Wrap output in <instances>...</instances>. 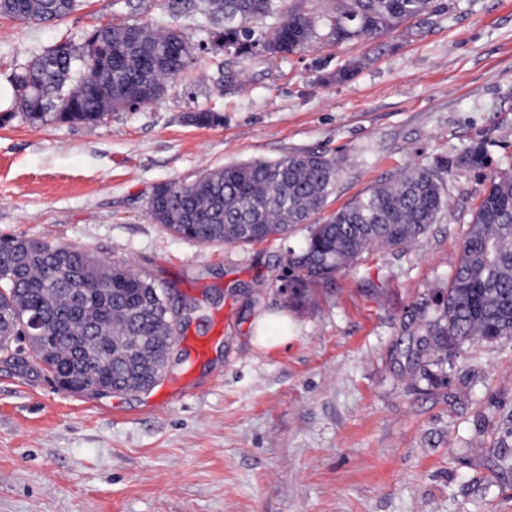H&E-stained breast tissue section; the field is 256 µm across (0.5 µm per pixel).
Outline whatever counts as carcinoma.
<instances>
[{"instance_id":"carcinoma-1","label":"carcinoma","mask_w":512,"mask_h":512,"mask_svg":"<svg viewBox=\"0 0 512 512\" xmlns=\"http://www.w3.org/2000/svg\"><path fill=\"white\" fill-rule=\"evenodd\" d=\"M80 0H0V16L31 24L59 21ZM172 16L197 14L215 42L249 57L299 53L318 39L336 45L377 39L412 19L436 11L434 0H338L316 20L284 0H164ZM278 17L270 32L254 23ZM190 41L178 29L113 24L65 40L15 70V107L32 123L51 113L63 123L95 125L112 112L161 99L189 67ZM360 68L353 61L327 79L338 83ZM196 126H216L212 110L186 114ZM490 166L483 143L464 148L454 161L417 164L392 182L376 185L327 215L340 175L336 159L316 151L290 152L276 160H251L206 170L190 182L159 185L147 203L151 219L171 234L207 245H248L288 237L299 225L308 235L288 248L279 290L304 308L374 248L397 252L427 233L449 212L444 174L448 165ZM165 285L121 263L96 259L79 248L52 246L22 236L0 240V354L22 338L21 367L51 378L76 394L98 384L119 392L146 386L165 364L181 329L165 314ZM408 327L433 351L458 352L471 341L512 337V170L491 176L475 209L448 287L435 293ZM36 312L47 337L28 334Z\"/></svg>"}]
</instances>
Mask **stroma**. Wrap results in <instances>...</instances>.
<instances>
[{
  "instance_id": "1",
  "label": "stroma",
  "mask_w": 512,
  "mask_h": 512,
  "mask_svg": "<svg viewBox=\"0 0 512 512\" xmlns=\"http://www.w3.org/2000/svg\"><path fill=\"white\" fill-rule=\"evenodd\" d=\"M377 40L315 42L276 58L193 52L167 94L95 125L0 121V236L129 263L197 299L205 357L134 395L87 398L0 359V512H512V338L419 351L404 325L453 273L487 172L452 170L450 213L401 252L377 249L290 309L287 246H208L148 216L154 188L204 170L320 150L341 166L329 211L405 168L484 143L512 168V0H438ZM199 18L162 0H82L59 22L0 17V79L57 41L115 23ZM357 60L344 83L328 72ZM220 112L199 127L184 115ZM288 318L286 344L256 336ZM447 376L439 384L438 376Z\"/></svg>"
}]
</instances>
